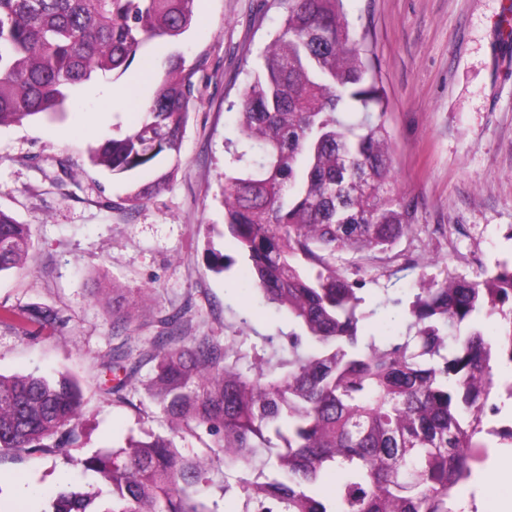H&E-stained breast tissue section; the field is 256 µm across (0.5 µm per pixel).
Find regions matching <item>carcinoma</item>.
<instances>
[{
    "label": "carcinoma",
    "instance_id": "carcinoma-1",
    "mask_svg": "<svg viewBox=\"0 0 512 512\" xmlns=\"http://www.w3.org/2000/svg\"><path fill=\"white\" fill-rule=\"evenodd\" d=\"M280 27L240 97L241 138L225 144L224 234L247 257L240 285L297 329L190 335L173 314L138 355L104 362L116 394L156 361L149 398L174 428L204 427L227 475L241 473L239 512H451L453 490L481 465L487 432L512 444V425L484 430L492 363L512 366V262L479 280L425 282L404 309L367 331L363 284L338 252H386L413 231L416 209L397 190L388 101L367 34L344 0H272ZM195 0H0V126L55 118L74 92L124 74L143 45L177 40ZM174 55L134 127L88 150V162L128 182L136 207L161 194L180 163L194 97ZM30 227L0 209V276L23 267ZM498 319L488 333L477 317ZM26 336L60 323L48 307L3 310ZM83 393L60 373H0V454L75 447ZM96 477L40 495V512H213L197 498L209 463L171 437L128 439L80 461ZM344 477L330 500L322 475Z\"/></svg>",
    "mask_w": 512,
    "mask_h": 512
}]
</instances>
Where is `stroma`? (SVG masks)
<instances>
[{
	"instance_id": "1",
	"label": "stroma",
	"mask_w": 512,
	"mask_h": 512,
	"mask_svg": "<svg viewBox=\"0 0 512 512\" xmlns=\"http://www.w3.org/2000/svg\"><path fill=\"white\" fill-rule=\"evenodd\" d=\"M349 24L366 31L387 92L396 186L418 208L413 233L392 251L337 254L359 266L365 308L410 300L418 279L479 278L512 260V39L499 20L512 0H345ZM281 23L264 0H196L190 30L177 41L147 42L119 79L81 87L59 120L0 127V209L30 225L25 269L0 278V308L39 304L63 325L32 339L0 325V372L63 371L76 376L84 402L78 447L52 454H0V512H39L31 488L55 492L79 477L80 459L132 435H168L143 384L142 363L124 398L104 389L102 364L114 347L145 348L161 317L185 313L193 333L284 336L287 314L238 290L243 258L224 237V146L237 140L234 107ZM183 55L195 94L181 164L169 188L137 208L125 181L89 166L87 151L129 126L135 102L153 89L149 63ZM131 311L113 328L108 310ZM493 451L460 484L453 512H492Z\"/></svg>"
}]
</instances>
